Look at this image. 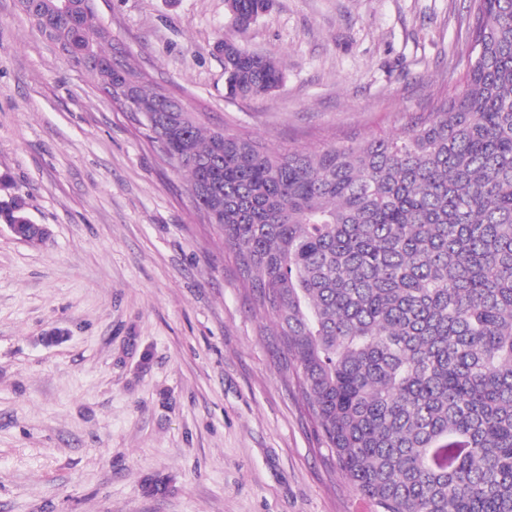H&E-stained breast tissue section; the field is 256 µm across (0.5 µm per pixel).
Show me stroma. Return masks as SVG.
I'll return each instance as SVG.
<instances>
[{
  "label": "stroma",
  "mask_w": 512,
  "mask_h": 512,
  "mask_svg": "<svg viewBox=\"0 0 512 512\" xmlns=\"http://www.w3.org/2000/svg\"><path fill=\"white\" fill-rule=\"evenodd\" d=\"M96 7L205 126L282 150L400 131L464 87L469 0H273L243 32L224 0ZM226 37L284 86L225 101ZM1 174L49 234L0 224V512H369L186 179L17 0H0Z\"/></svg>",
  "instance_id": "1"
}]
</instances>
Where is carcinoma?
<instances>
[{"mask_svg": "<svg viewBox=\"0 0 512 512\" xmlns=\"http://www.w3.org/2000/svg\"><path fill=\"white\" fill-rule=\"evenodd\" d=\"M257 20L267 0H225ZM188 177L276 324L321 444L371 512H512V0H471L464 89L401 132L321 151L207 129L112 50L83 0H19ZM224 97L279 61L222 41ZM5 224H28L21 197Z\"/></svg>", "mask_w": 512, "mask_h": 512, "instance_id": "cac0c4a2", "label": "carcinoma"}]
</instances>
